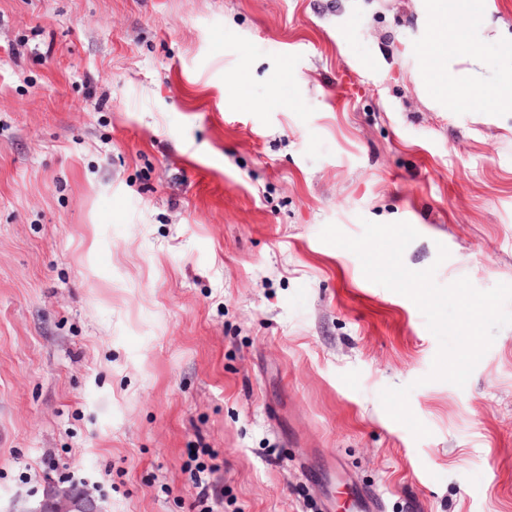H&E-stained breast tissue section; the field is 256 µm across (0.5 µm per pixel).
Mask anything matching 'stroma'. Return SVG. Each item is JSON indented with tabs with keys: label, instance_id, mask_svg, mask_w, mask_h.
I'll return each instance as SVG.
<instances>
[{
	"label": "stroma",
	"instance_id": "1",
	"mask_svg": "<svg viewBox=\"0 0 512 512\" xmlns=\"http://www.w3.org/2000/svg\"><path fill=\"white\" fill-rule=\"evenodd\" d=\"M447 23L494 89L512 0ZM425 33L421 0H0V512L72 474L106 512L198 475L213 512H512V325L427 381L416 305L319 239L405 221L409 269L512 284V112L424 92Z\"/></svg>",
	"mask_w": 512,
	"mask_h": 512
}]
</instances>
